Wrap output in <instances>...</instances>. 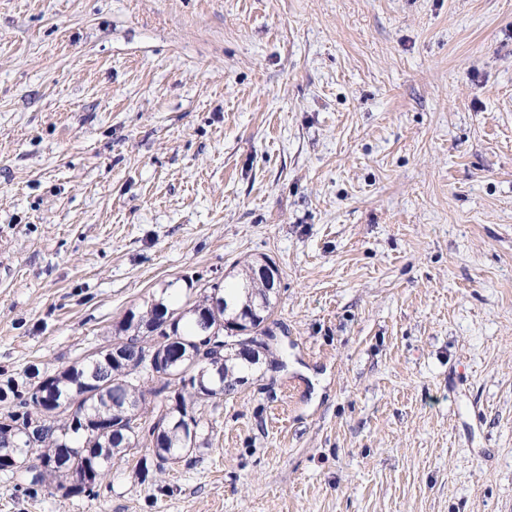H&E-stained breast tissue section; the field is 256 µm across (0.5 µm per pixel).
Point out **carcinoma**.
<instances>
[{
    "mask_svg": "<svg viewBox=\"0 0 512 512\" xmlns=\"http://www.w3.org/2000/svg\"><path fill=\"white\" fill-rule=\"evenodd\" d=\"M258 265L244 262L237 288L187 285L181 308L152 302L124 319L110 343H119L135 318L150 329L142 349L169 350L179 343L186 355L212 331L224 335L222 324L229 320L262 331L272 302L267 283L257 276ZM159 308L171 314L164 325ZM247 364L231 353L215 362L201 383L169 392L171 380L162 384L145 376L130 382L126 365L101 346L60 371L44 373L50 386L43 398L30 375L22 383L9 379L0 387V401H14L11 410L0 413V472L28 491L52 488L65 497H94L115 456L146 448L149 453L132 456L135 475L144 482L150 472L161 473L205 445L182 427L190 417L200 420L209 404L235 393ZM34 420L42 421L41 428L28 435L25 429Z\"/></svg>",
    "mask_w": 512,
    "mask_h": 512,
    "instance_id": "carcinoma-1",
    "label": "carcinoma"
}]
</instances>
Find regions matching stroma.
<instances>
[{"label": "stroma", "mask_w": 512, "mask_h": 512, "mask_svg": "<svg viewBox=\"0 0 512 512\" xmlns=\"http://www.w3.org/2000/svg\"><path fill=\"white\" fill-rule=\"evenodd\" d=\"M248 257L208 447L0 512H512V0H0V381Z\"/></svg>", "instance_id": "35a3bbf8"}]
</instances>
